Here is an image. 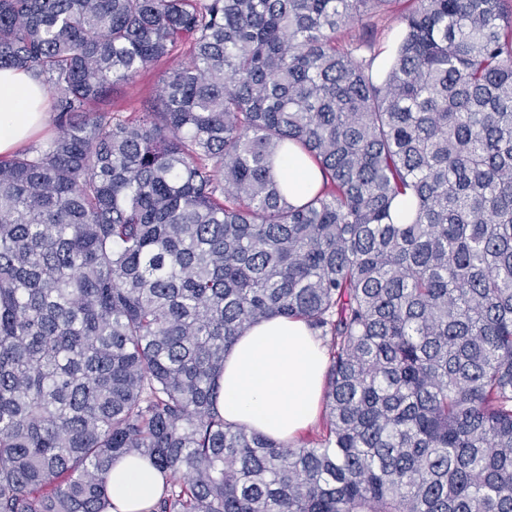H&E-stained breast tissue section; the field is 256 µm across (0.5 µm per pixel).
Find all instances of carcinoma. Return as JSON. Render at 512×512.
I'll list each match as a JSON object with an SVG mask.
<instances>
[{
    "label": "carcinoma",
    "instance_id": "obj_1",
    "mask_svg": "<svg viewBox=\"0 0 512 512\" xmlns=\"http://www.w3.org/2000/svg\"><path fill=\"white\" fill-rule=\"evenodd\" d=\"M391 2L0 0L60 129L0 159V512H103L127 456L151 512H512V0H412L375 72ZM273 316L328 351L297 446L218 409ZM172 61L143 71L134 82L122 83L112 88L106 107L112 112H143L147 104L154 98V89L162 79L164 72L172 67ZM277 177L288 184V201L297 203L320 188L321 173L313 161L298 149H290L277 167ZM162 490V475L149 460L123 458L112 465L105 512H149Z\"/></svg>",
    "mask_w": 512,
    "mask_h": 512
}]
</instances>
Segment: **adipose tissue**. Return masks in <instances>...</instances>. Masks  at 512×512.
<instances>
[{"instance_id":"1","label":"adipose tissue","mask_w":512,"mask_h":512,"mask_svg":"<svg viewBox=\"0 0 512 512\" xmlns=\"http://www.w3.org/2000/svg\"><path fill=\"white\" fill-rule=\"evenodd\" d=\"M43 85L28 73L0 70V157L12 155L46 119ZM292 203L311 196L321 173L298 149L277 167ZM324 350L306 324L277 316L239 336L224 358L219 409L226 422L245 425L290 443L315 418L326 369ZM163 490L149 460L126 457L113 464L105 512H150Z\"/></svg>"}]
</instances>
